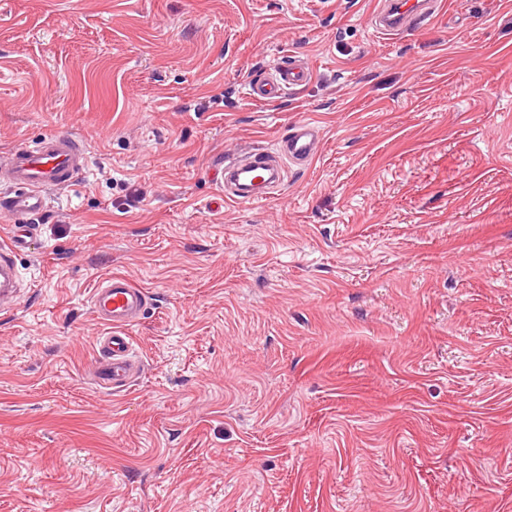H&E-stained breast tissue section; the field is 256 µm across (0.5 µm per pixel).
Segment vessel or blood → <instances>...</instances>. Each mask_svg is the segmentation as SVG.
Masks as SVG:
<instances>
[{
	"instance_id": "obj_1",
	"label": "vessel or blood",
	"mask_w": 512,
	"mask_h": 512,
	"mask_svg": "<svg viewBox=\"0 0 512 512\" xmlns=\"http://www.w3.org/2000/svg\"><path fill=\"white\" fill-rule=\"evenodd\" d=\"M433 11L432 0H385L376 15L377 30L389 33L414 30ZM311 71L303 66H280L271 76L254 82L252 94L262 101H272L288 91L309 83ZM323 139L320 126L311 120L295 122L282 137L275 152L248 151L223 163L222 179L239 181L243 187L233 193L240 203L257 202L252 190L256 177L265 184H279L284 180L281 159L299 166L310 165ZM90 156L81 139L68 133L44 136L35 146H17L0 160V182L11 188L0 197V213L12 218L8 243L0 245V306L16 305L20 283L14 263L36 235L34 218L46 207V193L52 189L70 186L89 166ZM147 303L143 288L126 276L115 274L103 278L92 296L96 317L108 327L100 345V360L94 380L97 388L112 392L126 390L140 371L128 327L137 320Z\"/></svg>"
}]
</instances>
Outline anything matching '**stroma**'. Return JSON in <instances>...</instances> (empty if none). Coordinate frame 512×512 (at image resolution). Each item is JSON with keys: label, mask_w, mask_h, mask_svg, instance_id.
<instances>
[{"label": "stroma", "mask_w": 512, "mask_h": 512, "mask_svg": "<svg viewBox=\"0 0 512 512\" xmlns=\"http://www.w3.org/2000/svg\"><path fill=\"white\" fill-rule=\"evenodd\" d=\"M380 3L0 0V157L90 150L0 310V512H512V0ZM304 119L310 166L220 200ZM115 273L149 296L119 395ZM434 3L430 0H386L376 15V29L389 33L412 31L431 15ZM311 70L303 66L275 67L271 76L251 85L252 94L262 101H272L286 95L288 91L304 86L311 80ZM257 176L264 178L261 184L263 187L274 183L279 185L283 182V169L273 153L249 150L242 155H236L235 158L223 161L222 193L224 194V181L227 187L234 178L238 183L243 181L240 186L244 188L239 192H230V198L239 203L258 202L265 196H257L251 188ZM91 302L93 313L110 330L100 341V360L94 385L98 389L122 392L140 372V363L127 329L143 312L147 303L146 292L126 276L112 274L97 284Z\"/></svg>", "instance_id": "1"}]
</instances>
